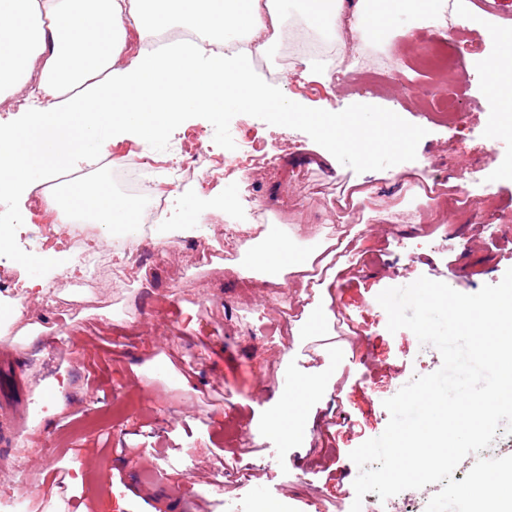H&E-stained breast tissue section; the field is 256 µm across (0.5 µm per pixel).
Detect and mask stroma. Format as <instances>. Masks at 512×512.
<instances>
[{
	"mask_svg": "<svg viewBox=\"0 0 512 512\" xmlns=\"http://www.w3.org/2000/svg\"><path fill=\"white\" fill-rule=\"evenodd\" d=\"M451 30L467 47L462 66L470 76L458 92L466 119L454 127L433 112L447 86L416 72L413 55L414 44ZM343 42L364 67L330 88H303L300 63L277 77L257 68L253 77L307 113L367 105L397 114L404 127L424 130L421 140L377 154L365 167L348 159L333 167L308 121L241 107L218 115L189 112L158 139L118 136L100 149L107 156L135 148L166 161L192 155L198 143L187 136L198 133L221 155L231 149L230 132L251 131L276 158L254 183L271 218L296 206L287 227L302 241L362 228V243L332 290L333 320L324 335L294 344L289 328L304 300L284 286L241 288L243 253L200 263L199 253L223 249L213 238L177 237L161 253L155 238L142 240L122 260L133 274L124 284L103 279L89 288L72 278L62 292L65 305L31 301L30 334L9 333L21 344L17 373L29 406L23 432L11 444L0 443L6 458L0 512H12L8 498L18 493L28 496L30 512H169L156 487L160 478L189 487L196 512H226L240 500L260 503L262 512H350L359 473L350 452L384 431L385 399L442 365L438 349L420 344L410 330L388 331L378 294L422 276L472 294L498 284L512 268V181L495 175L512 160V140L490 137L495 126L512 120V110L489 104L480 63L499 53L479 30L452 28L442 19L407 35L395 27L380 41L347 35ZM387 168L405 177L424 174L431 194L399 193L379 176ZM475 168L482 180L470 187L477 210L469 216L457 207L455 183ZM205 177L201 168L195 181L172 188L169 223L187 220L182 203L188 196L200 203V221L212 227L239 215V199L224 197L233 178L204 191L198 182ZM358 180L370 196L353 204ZM339 197L346 207L336 208ZM37 202L33 194L11 202L6 217L15 234L0 253V275L17 289L16 259L30 235L38 225L58 222L51 212H35ZM284 307L291 318L281 316ZM345 341L352 351H342ZM319 347L334 352L336 380L314 412L305 447L292 448L261 418L267 403L287 390L289 372L310 367ZM51 391L64 407L36 424L33 405ZM133 396L138 409L114 421V402ZM102 457L109 468L98 488L87 489L89 465ZM145 466L153 480L139 478Z\"/></svg>",
	"mask_w": 512,
	"mask_h": 512,
	"instance_id": "1",
	"label": "stroma"
}]
</instances>
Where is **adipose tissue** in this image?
Wrapping results in <instances>:
<instances>
[{
    "mask_svg": "<svg viewBox=\"0 0 512 512\" xmlns=\"http://www.w3.org/2000/svg\"><path fill=\"white\" fill-rule=\"evenodd\" d=\"M316 29L331 38L341 30L379 37L401 27L410 33L418 22L441 15L445 0H293ZM281 10L263 15L260 0H0V106L13 104L36 84L45 106L29 107L25 124L0 127V200L23 196L54 181L60 167L92 159L118 134L161 137L184 113L220 112L247 104L291 119L301 111L254 81L246 52L204 53L180 41L158 51H139L134 62L119 66L131 31H167L187 25L213 35L259 38L279 29ZM323 140L337 154L368 165L376 154L410 145L420 130L394 118L354 110L349 121L335 113L314 116ZM61 223L81 215L99 224L104 235L133 230L138 209L113 192L106 176L59 186L48 200ZM345 243L325 239L300 249L292 235L275 230L246 241L251 275L261 281L311 293L291 333L295 339L319 334L332 303L328 283L309 285L306 273L315 261L329 263L331 248ZM292 391L273 403L266 427L296 441L309 430L305 409L333 378L323 369L291 376Z\"/></svg>",
    "mask_w": 512,
    "mask_h": 512,
    "instance_id": "obj_1",
    "label": "adipose tissue"
}]
</instances>
